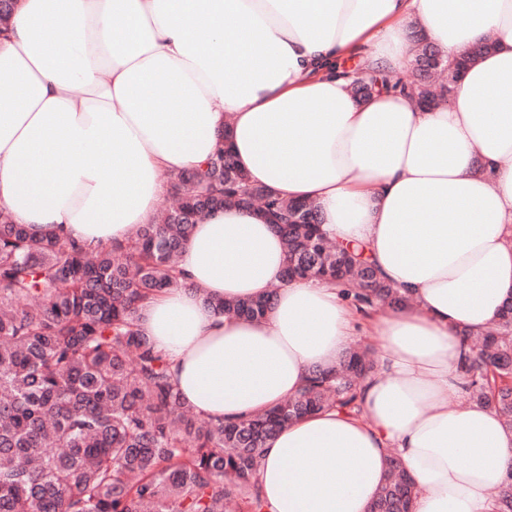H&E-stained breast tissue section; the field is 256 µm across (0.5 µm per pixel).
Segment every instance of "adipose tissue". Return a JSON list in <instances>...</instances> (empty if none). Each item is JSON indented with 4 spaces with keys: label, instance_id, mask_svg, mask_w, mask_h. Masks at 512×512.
Returning <instances> with one entry per match:
<instances>
[{
    "label": "adipose tissue",
    "instance_id": "adipose-tissue-1",
    "mask_svg": "<svg viewBox=\"0 0 512 512\" xmlns=\"http://www.w3.org/2000/svg\"><path fill=\"white\" fill-rule=\"evenodd\" d=\"M419 33L451 59L494 47L445 104L354 96L338 59L371 44L368 70H404ZM226 143L253 183L315 204L331 240L414 298L366 322L379 369L360 414L318 412L266 443V512H368L393 453L412 512H491L512 429L462 399L460 332L487 330L512 295V0H18L0 35V210L14 223L126 242L155 222L170 175ZM284 260L258 211L224 208L179 253L188 287L141 309L195 411H265L343 357L339 288L283 282ZM201 289L275 300L242 320Z\"/></svg>",
    "mask_w": 512,
    "mask_h": 512
}]
</instances>
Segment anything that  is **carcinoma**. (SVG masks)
I'll return each mask as SVG.
<instances>
[{
    "instance_id": "carcinoma-1",
    "label": "carcinoma",
    "mask_w": 512,
    "mask_h": 512,
    "mask_svg": "<svg viewBox=\"0 0 512 512\" xmlns=\"http://www.w3.org/2000/svg\"><path fill=\"white\" fill-rule=\"evenodd\" d=\"M449 61L418 39L408 89L420 104L447 100L433 77ZM355 80L365 95L379 82ZM178 206L139 227L123 244L87 245L35 234L0 212V512H264L256 477L269 437L308 414H357L375 371L370 351L348 352L334 369H316L306 387L278 406L238 422H216L187 406L167 360L140 333L139 305L192 284L178 253L203 217L252 198L309 224H277L286 244L284 277L328 280L367 314L410 298L384 282L362 255L338 247L316 208L274 197L249 181L222 150L202 170L170 178ZM204 303L258 319L272 296ZM470 348L460 371L473 402L512 429V299L486 333L460 331ZM414 481L390 455L369 512H411ZM512 512V470L492 500Z\"/></svg>"
}]
</instances>
